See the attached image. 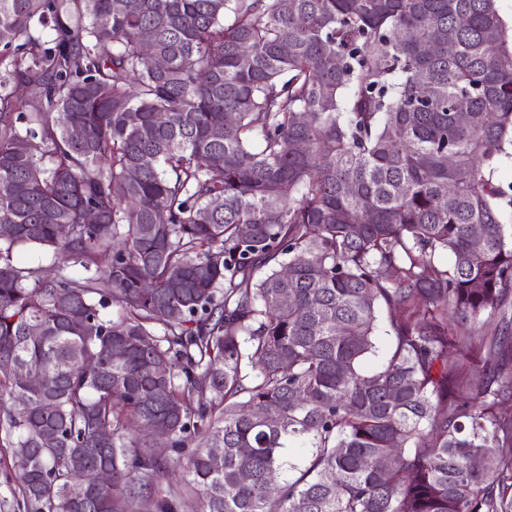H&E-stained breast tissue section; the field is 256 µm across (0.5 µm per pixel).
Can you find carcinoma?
<instances>
[{
    "label": "carcinoma",
    "instance_id": "carcinoma-1",
    "mask_svg": "<svg viewBox=\"0 0 512 512\" xmlns=\"http://www.w3.org/2000/svg\"><path fill=\"white\" fill-rule=\"evenodd\" d=\"M507 145L497 0H0V448L27 506L178 512L153 443L197 437L202 512H512V341L455 330L512 296ZM456 341L498 354L466 390ZM14 260L17 263L40 267L43 270H54L59 265V260L51 249L40 248L36 246L25 247L14 252Z\"/></svg>",
    "mask_w": 512,
    "mask_h": 512
}]
</instances>
